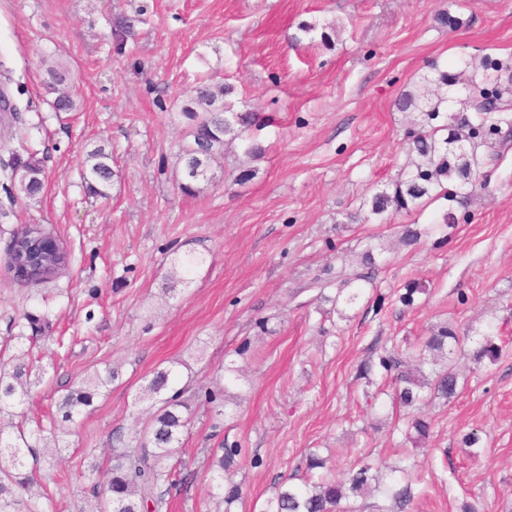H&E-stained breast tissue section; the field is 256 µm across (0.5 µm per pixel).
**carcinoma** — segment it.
Here are the masks:
<instances>
[{
  "instance_id": "1",
  "label": "carcinoma",
  "mask_w": 512,
  "mask_h": 512,
  "mask_svg": "<svg viewBox=\"0 0 512 512\" xmlns=\"http://www.w3.org/2000/svg\"><path fill=\"white\" fill-rule=\"evenodd\" d=\"M136 36L135 19L127 16L116 19L105 34L115 51L123 53L129 41ZM462 71H472L469 94L462 106L455 107L449 97L451 88L458 83V74L438 71L435 80H425L414 91H403L396 100L401 112H411L416 119L405 131L409 162L390 188L377 192L362 203L366 207L363 221L378 220L388 213H411L423 210L428 204L447 201L442 223L453 224L457 217L453 204H463L465 190L485 188L488 176L483 172L484 160L478 155L482 146L492 147L502 127L512 130V103L504 99L512 84V63L485 58L476 64L460 61ZM45 87L54 95L53 107L57 112L77 109L76 87L70 68L55 62L46 69ZM234 93L230 84L205 83L182 107L189 121L187 141L182 148L184 179L182 188L193 192L194 185L209 182L211 163L226 148L240 141L245 156L254 160L261 156L262 148L251 138L252 130L267 126V119L250 110L237 111L234 104L224 98ZM10 163L3 167V180L27 199L39 196L44 188V168L36 153L27 147L12 148ZM112 155L98 148L88 154L82 176L88 191L97 198L107 199L112 187ZM431 229L416 224L403 226L400 241L409 248L420 244ZM363 273L349 274L343 270L329 279H316L313 285L327 288L336 285V297L348 305L356 304L373 285L376 274L372 251L363 253ZM13 340L18 346L10 370L0 369V418L10 414L16 402L30 399L40 380H30L33 365L30 349L24 348L30 337L21 333ZM470 340L456 327L446 323L435 326L430 336L414 349L402 350L397 345L382 344L377 359H369L360 369L362 376L375 367L393 374L395 397L414 412L407 416L406 440L417 444L430 435L431 422L422 413L415 412L426 399L451 401L457 395L459 376L451 355ZM499 354L492 332L482 334V341L473 353V361L494 359ZM436 365L425 374L426 362ZM117 376L112 368L95 372L77 381L61 399L58 410L61 421L71 422L93 406L94 399ZM224 386L210 385L193 380L179 383L175 372L160 369L153 373L145 396L153 400L150 422L132 440L120 436L112 438V471L108 479L93 480L81 487V493L92 503L89 512H168L172 491L180 489L190 477V471L181 461V434L186 427L191 402L204 399L219 407L224 403ZM59 425L50 419L49 426L37 425L33 429L17 428L9 439L1 437L0 456L11 460V468L0 469V512H44L50 500L47 489L38 483L35 472L43 460H52L60 451ZM243 448L238 443H222L208 449V469L212 480L221 483L224 471L231 470ZM306 471L327 470L320 480L306 479L303 484L278 485L268 503L267 512H353L342 506L351 497H364L373 486L381 499L366 505L374 512H410L414 501V487L409 479H394L382 484L369 463L356 464L342 481L331 479L328 459L315 451H308Z\"/></svg>"
}]
</instances>
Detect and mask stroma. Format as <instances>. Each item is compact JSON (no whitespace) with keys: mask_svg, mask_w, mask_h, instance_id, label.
Wrapping results in <instances>:
<instances>
[{"mask_svg":"<svg viewBox=\"0 0 512 512\" xmlns=\"http://www.w3.org/2000/svg\"><path fill=\"white\" fill-rule=\"evenodd\" d=\"M138 12L135 43L115 53L104 32ZM304 23L313 32L302 33ZM48 54L76 78V111L52 106ZM484 56L512 61V0H0V63L24 108L13 130L46 174L33 201L0 186L10 212L0 222V364L32 317L69 345L66 359L43 358L37 398L17 407L30 419L54 411L74 379L118 371L90 412L64 424L57 462L37 474L69 476L48 483L49 512H84L75 475L107 478L113 431L130 437L145 426L138 390L171 365L183 379L226 382L219 431L210 404L191 405L182 439L194 477L171 512H215L201 462L224 442L247 455L231 473L245 490L233 512H264L279 483L301 477L311 448L333 457L339 480L362 454L386 480L406 468L416 479L412 512H460L474 499L484 512H512V145L488 188L456 207L457 223L419 248L395 242L403 225L440 219L441 203L387 224L349 218L405 161L397 95L435 69L455 71L459 58ZM203 81L232 84V102L248 100L274 123L256 133L261 157L225 150L213 181L190 195L180 188L181 108ZM99 145L112 153L107 200L89 196L81 178ZM245 166L253 175L241 183ZM23 224L70 247L53 282L26 286L8 269L5 251ZM368 250L379 269L357 305L312 288L326 267L356 270ZM189 252L201 264L171 282ZM409 281L424 290L406 308L395 291ZM442 323L495 331L500 353L479 364L457 355L458 395L423 406L432 429L415 448L382 373L366 379L358 369L387 338L413 347ZM472 431L483 444L476 458L462 445Z\"/></svg>","mask_w":512,"mask_h":512,"instance_id":"stroma-1","label":"stroma"}]
</instances>
